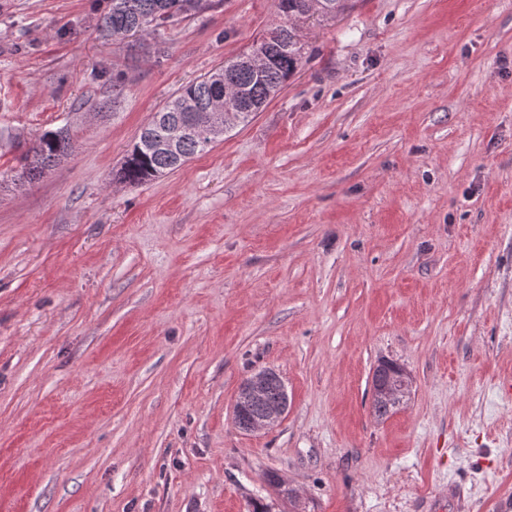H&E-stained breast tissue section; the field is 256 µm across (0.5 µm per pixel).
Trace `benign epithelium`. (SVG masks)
<instances>
[{
  "instance_id": "1",
  "label": "benign epithelium",
  "mask_w": 512,
  "mask_h": 512,
  "mask_svg": "<svg viewBox=\"0 0 512 512\" xmlns=\"http://www.w3.org/2000/svg\"><path fill=\"white\" fill-rule=\"evenodd\" d=\"M377 375L373 378V393L387 404L399 405L408 397L412 387L410 375L406 372L397 378L390 377L387 364L376 367ZM272 382V371L263 370L252 377L239 388L234 406L235 419L238 428L245 432L268 430L276 426L288 411V396L286 392L272 400L269 398V387ZM250 407L255 414L244 421L241 419L242 407Z\"/></svg>"
}]
</instances>
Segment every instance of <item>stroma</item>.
Returning a JSON list of instances; mask_svg holds the SVG:
<instances>
[{"mask_svg":"<svg viewBox=\"0 0 512 512\" xmlns=\"http://www.w3.org/2000/svg\"><path fill=\"white\" fill-rule=\"evenodd\" d=\"M108 4L0 0V512H496L512 0L297 21L284 90L141 185L120 169L153 112L286 18L217 0L121 41ZM61 127L67 158L19 178ZM383 360L412 388L380 419ZM264 369L288 411L246 434L235 397Z\"/></svg>","mask_w":512,"mask_h":512,"instance_id":"1","label":"stroma"}]
</instances>
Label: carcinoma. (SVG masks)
<instances>
[{"instance_id":"obj_1","label":"carcinoma","mask_w":512,"mask_h":512,"mask_svg":"<svg viewBox=\"0 0 512 512\" xmlns=\"http://www.w3.org/2000/svg\"><path fill=\"white\" fill-rule=\"evenodd\" d=\"M212 8L211 0H111L100 19V31L116 37L142 32L177 17ZM289 20L320 15L334 18L345 0H278ZM303 46L294 27L281 25L256 41L249 52L224 62L208 76L184 85L150 121L127 150L122 179L143 184L183 166L224 137V131L245 123L279 94L301 66ZM70 138L63 130L42 134L22 158L26 176L34 179L68 155Z\"/></svg>"}]
</instances>
